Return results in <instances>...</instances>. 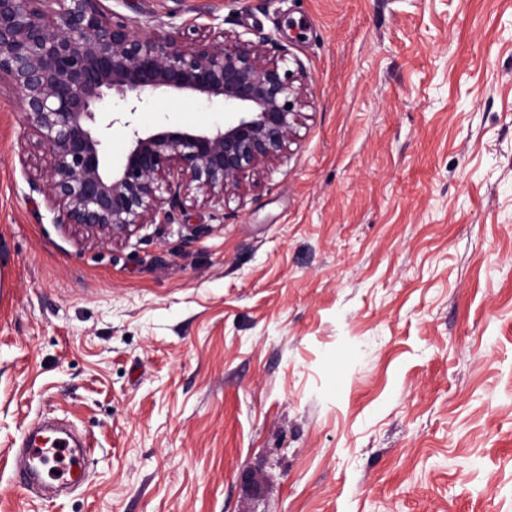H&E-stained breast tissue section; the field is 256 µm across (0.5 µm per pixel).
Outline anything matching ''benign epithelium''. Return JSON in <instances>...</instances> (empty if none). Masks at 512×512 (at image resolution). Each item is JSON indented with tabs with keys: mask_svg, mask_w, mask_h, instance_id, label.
<instances>
[{
	"mask_svg": "<svg viewBox=\"0 0 512 512\" xmlns=\"http://www.w3.org/2000/svg\"><path fill=\"white\" fill-rule=\"evenodd\" d=\"M101 0H0V76L19 92L44 148L42 192L55 223L112 242L145 224H171L195 192L221 205L247 175L282 157L301 120L304 88L269 36L210 27L188 41L161 24L132 25ZM159 89L222 102L237 117L198 131H141L132 120L121 164L106 163L103 109L117 95L134 115ZM177 171L172 183L168 176Z\"/></svg>",
	"mask_w": 512,
	"mask_h": 512,
	"instance_id": "obj_1",
	"label": "benign epithelium"
}]
</instances>
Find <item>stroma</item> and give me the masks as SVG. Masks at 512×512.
Segmentation results:
<instances>
[{"instance_id":"1","label":"stroma","mask_w":512,"mask_h":512,"mask_svg":"<svg viewBox=\"0 0 512 512\" xmlns=\"http://www.w3.org/2000/svg\"><path fill=\"white\" fill-rule=\"evenodd\" d=\"M101 5L275 38L303 118L223 208L112 244L55 223L0 81V512H512V0ZM42 419L92 445L58 498L13 470Z\"/></svg>"}]
</instances>
